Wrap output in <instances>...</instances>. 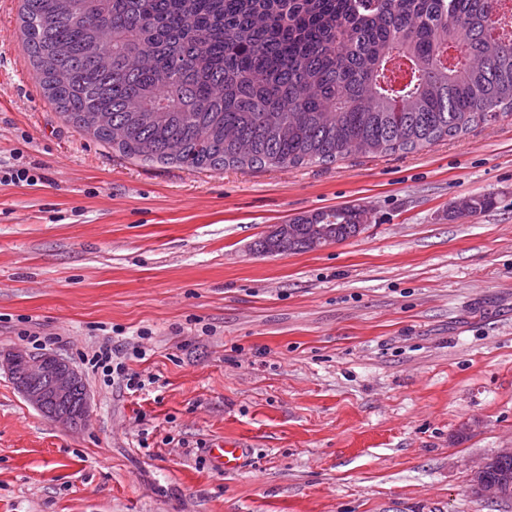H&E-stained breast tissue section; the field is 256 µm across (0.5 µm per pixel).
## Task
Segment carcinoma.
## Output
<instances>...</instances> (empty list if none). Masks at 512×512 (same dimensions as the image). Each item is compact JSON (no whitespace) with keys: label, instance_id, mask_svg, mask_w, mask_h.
<instances>
[{"label":"carcinoma","instance_id":"obj_1","mask_svg":"<svg viewBox=\"0 0 512 512\" xmlns=\"http://www.w3.org/2000/svg\"><path fill=\"white\" fill-rule=\"evenodd\" d=\"M21 21L68 123L193 171L415 152L512 116V10L498 0H22ZM363 216L298 217L278 247L343 242ZM488 478L512 483V457Z\"/></svg>","mask_w":512,"mask_h":512}]
</instances>
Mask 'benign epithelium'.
<instances>
[{
    "instance_id": "benign-epithelium-1",
    "label": "benign epithelium",
    "mask_w": 512,
    "mask_h": 512,
    "mask_svg": "<svg viewBox=\"0 0 512 512\" xmlns=\"http://www.w3.org/2000/svg\"><path fill=\"white\" fill-rule=\"evenodd\" d=\"M0 370L5 371L31 406L58 425L75 429L89 416L90 398L80 371L68 360L53 353H32L24 349L0 352ZM491 460L478 462L471 475L477 497L501 501L512 496V489L485 481Z\"/></svg>"
}]
</instances>
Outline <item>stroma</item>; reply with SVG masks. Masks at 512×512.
I'll list each match as a JSON object with an SVG mask.
<instances>
[{"label":"stroma","instance_id":"stroma-1","mask_svg":"<svg viewBox=\"0 0 512 512\" xmlns=\"http://www.w3.org/2000/svg\"><path fill=\"white\" fill-rule=\"evenodd\" d=\"M0 0V351L30 335L91 397L60 427L0 371V512H512L469 490L512 445V119L414 153L189 171L49 105ZM492 196L460 218V201ZM336 206L356 237L261 255ZM128 393L90 363L104 339ZM247 445L241 471L207 450Z\"/></svg>","mask_w":512,"mask_h":512}]
</instances>
